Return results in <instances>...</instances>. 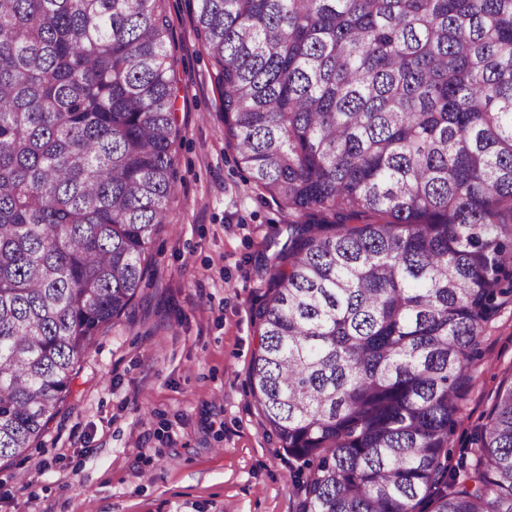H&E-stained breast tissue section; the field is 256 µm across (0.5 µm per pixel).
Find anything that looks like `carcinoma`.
I'll use <instances>...</instances> for the list:
<instances>
[{
	"label": "carcinoma",
	"instance_id": "1",
	"mask_svg": "<svg viewBox=\"0 0 512 512\" xmlns=\"http://www.w3.org/2000/svg\"><path fill=\"white\" fill-rule=\"evenodd\" d=\"M224 139L288 208L249 382L301 512H512V0H195ZM163 0H0V460L130 317L176 191ZM480 357L474 362L473 387L458 414V425L448 445L450 466L460 451L470 448V435L485 422L494 396L512 369V300L501 307L480 339Z\"/></svg>",
	"mask_w": 512,
	"mask_h": 512
}]
</instances>
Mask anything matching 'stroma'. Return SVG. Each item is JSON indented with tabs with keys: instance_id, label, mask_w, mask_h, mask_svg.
<instances>
[{
	"instance_id": "1",
	"label": "stroma",
	"mask_w": 512,
	"mask_h": 512,
	"mask_svg": "<svg viewBox=\"0 0 512 512\" xmlns=\"http://www.w3.org/2000/svg\"><path fill=\"white\" fill-rule=\"evenodd\" d=\"M192 0H165L178 81V192L133 321L89 349L35 447L0 460V512H299L301 496L249 385L254 303L288 211L224 140ZM449 442L457 459L512 377V300L480 339Z\"/></svg>"
}]
</instances>
